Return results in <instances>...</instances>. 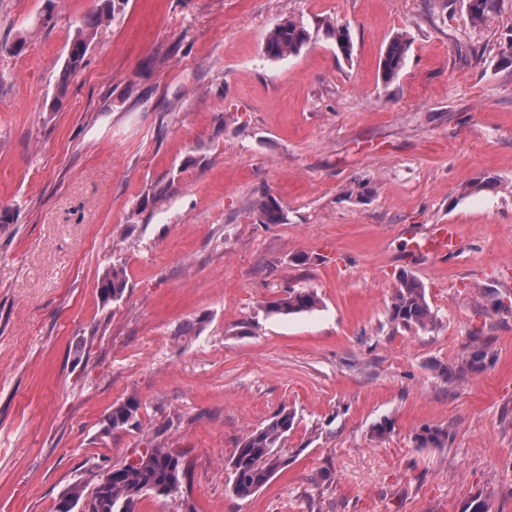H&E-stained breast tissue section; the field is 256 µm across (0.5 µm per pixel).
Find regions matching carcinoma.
<instances>
[{
	"label": "carcinoma",
	"mask_w": 512,
	"mask_h": 512,
	"mask_svg": "<svg viewBox=\"0 0 512 512\" xmlns=\"http://www.w3.org/2000/svg\"><path fill=\"white\" fill-rule=\"evenodd\" d=\"M127 0H99L96 8L84 20V26L92 28L110 18ZM496 0H467V15L471 25L481 24L493 11ZM328 34L335 41L340 52L349 57L352 52L350 31L345 25L329 26ZM311 35L301 22L284 20L274 25L264 41V53L272 60H280L298 54L308 44ZM90 41L83 31H78L72 41L65 71L62 75L60 92H65L68 74L82 66ZM410 41L406 34H397L387 45L380 60L384 82H390L404 65ZM260 222L282 224L286 221L278 200L271 194L261 195L255 202ZM389 309L390 319L403 326L426 328L434 324L436 315L429 306L424 286L412 275L403 273L398 277ZM127 287L123 265L112 263L98 280L97 288L103 303L120 301ZM319 305L317 292L311 288H290L283 297L267 302L269 314L290 315L310 311ZM139 401L130 396L112 405V411L104 420V430L108 433L125 431L132 426H140L138 420ZM295 415L281 409L266 425L249 431L240 441L227 465L231 471L230 491L237 497H248L265 486L277 472L288 468L293 457L284 448L288 432L293 428ZM422 448H442L448 441V431L425 425L416 435ZM186 454L167 448L151 438L147 441L145 454L137 462L126 460L110 467L112 476L108 481L98 477L101 466L91 464L87 472L95 481L91 492H86L88 483L77 480L69 484L60 496L78 509L84 500H91L92 512H136L141 498L153 494L163 498L183 497V483L189 471Z\"/></svg>",
	"instance_id": "carcinoma-1"
}]
</instances>
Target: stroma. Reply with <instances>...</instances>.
Instances as JSON below:
<instances>
[{"label": "stroma", "instance_id": "35a3bbf8", "mask_svg": "<svg viewBox=\"0 0 512 512\" xmlns=\"http://www.w3.org/2000/svg\"><path fill=\"white\" fill-rule=\"evenodd\" d=\"M95 6L0 0V512H53L85 462L154 436L197 512H512V0L475 28L467 0H127L58 97ZM284 19L311 40L268 59ZM435 224L458 251L413 250ZM404 271L427 328L389 319ZM292 286L318 307L267 314ZM130 396L139 428L105 433ZM283 408L298 456L231 495L228 458ZM90 45V41L86 38L83 29L78 30V34L76 38L72 41L68 58L66 62L65 71L63 73V79H61L60 84V93L63 94L66 90L67 86V78L68 74L76 71L78 68L82 66L84 58L87 54L88 48ZM410 41L407 34H397L387 45L380 60L384 82H390L404 65ZM255 208L261 223L282 224L286 221L281 204L272 194L261 195L255 202ZM127 287L123 265L112 263L98 280L97 288L104 304L120 301Z\"/></svg>", "mask_w": 512, "mask_h": 512}]
</instances>
